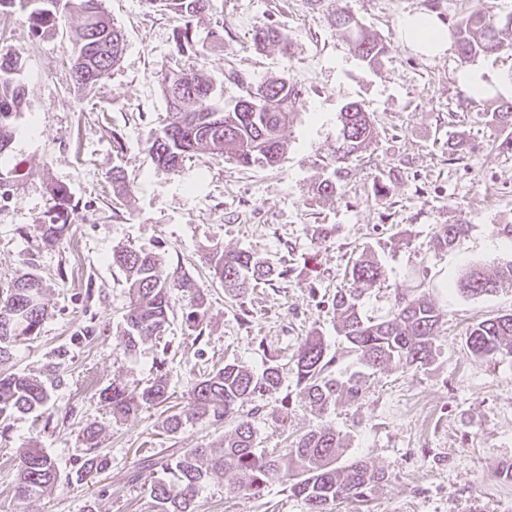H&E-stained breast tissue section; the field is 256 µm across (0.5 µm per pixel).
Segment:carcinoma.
<instances>
[{"label":"carcinoma","mask_w":512,"mask_h":512,"mask_svg":"<svg viewBox=\"0 0 512 512\" xmlns=\"http://www.w3.org/2000/svg\"><path fill=\"white\" fill-rule=\"evenodd\" d=\"M152 8L170 11L184 21L174 33L173 65L158 77L166 104L164 123L155 129L149 148L152 162L159 168L176 171L195 154H210L243 167H276L287 149L285 128L295 118L300 90L284 76L266 79L258 85L231 71L227 80L240 90L239 99L255 100L259 109L238 110L219 104L214 82L202 68H186L181 56L190 48L203 56L222 39L198 37L193 20L211 6V0H146ZM30 9L29 18L37 36H52L59 19L75 13L81 19L76 29L72 70L77 87L92 88L102 75L121 60L125 38L105 14L101 0H0V14L15 6ZM334 26L348 41L349 49L369 67H375L388 52V46L367 31L348 11L334 12ZM462 62L476 57L512 52V16L500 17L489 0H481L469 14L461 17L451 31ZM258 46H280L288 53V39L274 27L255 32ZM23 63L11 52L0 51V157L10 147L18 116L27 107L28 90L21 79ZM489 126H512V101H503L492 112L483 113ZM377 137L371 113L359 103L349 102L340 112L338 146L334 155L314 178L315 194L333 197L342 193L348 161L358 156ZM112 190L130 196L134 185L124 172L112 171ZM53 205L38 221L42 242L53 246L71 235L67 212L71 196L66 187L51 190ZM468 231V225L440 224L432 237L433 248L452 250ZM212 279L225 290L245 293L261 281L285 279L293 267L279 268L267 259L245 250L214 248L205 257ZM112 265L125 273L130 303L123 318L121 339L132 350L139 342L162 335L169 325L172 294L181 290L194 295L188 319L197 329L205 316L200 286L192 280L168 278L161 274L162 259L156 253L130 247L112 250ZM385 271L377 255L364 252L349 271L352 286L336 292L332 306L336 312V332L350 345L360 363L372 370L389 366L422 368L433 363L435 340L445 314L422 295H398L388 317L381 321L367 318L359 301L381 283ZM504 282L512 283V261L502 264L491 275L473 267L457 283V290L471 296L493 292ZM46 284L34 272L19 274L0 292V364L12 358L13 347L36 336L48 315L44 302ZM465 345L476 357H512V313L480 321L467 332ZM68 350L55 353L58 362L50 364L45 376L16 374L0 370V419L38 414L52 400L51 377L60 368ZM328 347L324 338L312 335L302 341L293 359L299 395L322 414L341 399L356 403L362 398L363 380L352 375L341 381L333 377ZM285 365L276 359L259 374L228 363L198 381L188 392L186 404L167 415L163 430L180 432L187 422L208 418L214 422L232 414L236 407L278 391ZM99 398L116 420L125 419L143 408L158 406L167 399V382L157 377L141 391L132 393L119 384L99 392ZM85 455L75 471V480L87 482L109 468V459L99 452V432L92 426L82 430ZM346 448L340 433L325 427L311 429L281 453H268L258 447L256 432L248 421L239 422L224 439L208 448H187L162 468V476L149 473L145 512H196V498L204 481L213 473L235 476L231 491L259 497L275 482H286L292 494L304 501L308 512H336V506L367 497L386 481L385 474L362 459L339 466ZM58 479L55 462L31 440L17 450L13 479L14 498L29 505L50 489Z\"/></svg>","instance_id":"cac0c4a2"}]
</instances>
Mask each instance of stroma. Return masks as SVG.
Wrapping results in <instances>:
<instances>
[{
    "label": "stroma",
    "mask_w": 512,
    "mask_h": 512,
    "mask_svg": "<svg viewBox=\"0 0 512 512\" xmlns=\"http://www.w3.org/2000/svg\"><path fill=\"white\" fill-rule=\"evenodd\" d=\"M470 0H212L195 25L199 34L224 39L194 58L223 92L238 96L226 75L235 70L252 83L286 75L301 88L297 115L284 131L288 150L278 167L245 168L209 155L186 160L179 170L157 168L149 155L152 133L166 116L157 84L170 66L178 18L143 0H103L121 27L127 49L121 63L89 90H78L68 60L80 20L63 17L58 33L37 37L28 11L0 14V46L19 55L29 105L16 121L9 165L0 180V289L23 270L45 280L48 317L41 334L16 346L11 371L45 373L57 349L69 355L53 384L48 416H22L0 431V512H18L12 477L16 451L38 440L60 473L33 512H144L143 467L161 466L184 448L220 440L240 421L250 422L260 447L283 449L289 434L317 427L340 432L345 457H358L386 475L364 501L338 512H512V358H477L465 345L473 324L512 312V286L468 297L456 284L469 266L494 269L512 261V151L487 153L504 135L483 113L512 88V56L475 59L493 94L470 95L459 82L456 49L427 56L407 46L399 21L426 13L452 25ZM346 7L389 47L378 71L350 52L332 25V11ZM281 28L289 53L259 49L257 27ZM351 101L370 112L377 137L351 163L344 194L312 192L316 165L337 146L339 113ZM460 122L449 125V113ZM123 135L115 152L110 130ZM134 182L130 198L115 197L112 169ZM387 190L374 186L377 173ZM66 186L76 204L73 234L44 246L36 222L50 205L49 188ZM466 223L468 234L450 251L431 238L438 225ZM159 254L167 275L202 286L207 316L194 338L187 306L173 296L163 339L127 351L121 343L128 305L125 276L111 262L115 246ZM246 250L271 262L293 261L292 278L233 297L213 282L204 255L213 247ZM375 251L386 268L380 291L364 298L366 313L385 316L396 294H425L445 314L437 355L425 368H388L370 376L358 402H339L324 414L295 402L296 380L285 373L274 395L239 407L227 419H205L171 436L161 423L167 406L184 402L204 373L234 362L262 371L268 355L288 361L305 336H323L337 363L352 372L356 359L336 332L332 298L347 287L345 271L362 252ZM67 284H60L59 274ZM92 324L89 340L78 331ZM166 357L167 405L123 420L100 401L101 389L122 383L145 387ZM94 425L109 469L89 483L68 482L82 463L81 431ZM233 474L212 476L196 498L197 512H306L287 485L262 497L232 493Z\"/></svg>",
    "instance_id": "35a3bbf8"
}]
</instances>
